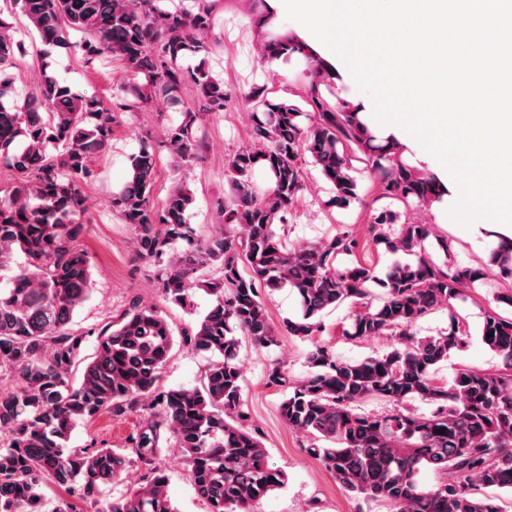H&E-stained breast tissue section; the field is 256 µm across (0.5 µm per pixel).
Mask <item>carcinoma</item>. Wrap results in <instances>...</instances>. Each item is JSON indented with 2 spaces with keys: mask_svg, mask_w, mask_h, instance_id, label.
Returning <instances> with one entry per match:
<instances>
[{
  "mask_svg": "<svg viewBox=\"0 0 512 512\" xmlns=\"http://www.w3.org/2000/svg\"><path fill=\"white\" fill-rule=\"evenodd\" d=\"M13 4L44 44L63 47L66 32H83L87 60L107 53L129 72L147 75L149 84L122 86L110 108L95 96L74 93L45 68L23 99L0 79V164L20 175L9 197L0 200V270L15 253L24 256L8 286L0 287V372L18 376L16 385L0 387V512H41L45 492L54 488L95 503L101 488L120 479L133 461L143 466L137 484L103 512H178L168 476L156 466L168 442L180 449L209 512H252L254 502L283 488L287 477L269 466L258 431L245 425L239 337L255 347L276 342L258 294L262 286L295 291L301 314L284 322L290 336L310 338L321 328L314 318L349 301L359 311L347 336L392 339L389 351L356 361L316 345L307 352L305 376L295 379L278 364L268 373L269 383L286 391L283 422L312 439L306 452L337 483L393 512H503L501 494H512V318L494 312L482 327L481 339L501 358L500 370L463 369L450 382L437 377L438 365L466 342L453 301L465 298L480 270L451 260L448 238L435 224L406 223L390 231L397 221L393 212L374 218L366 247L408 252L415 260L390 265L382 278L367 260L336 266L338 256L359 248L348 230L292 251L283 249L275 231L303 188L302 162L308 157L335 187L332 207L360 199L355 159L374 172L381 197L428 204L440 199L436 180L402 164L390 141L379 139L359 113L328 106L318 83L309 84L304 108L259 91L252 95V144L227 160L229 193L216 201L222 223L196 242L184 220L193 203L187 190L173 192L160 214L150 206L156 150L142 138L112 208L134 226L135 258L161 267L168 302L190 311L197 292L214 299L182 344L217 359L200 384L160 390L158 379L176 344L160 306L136 299L94 330L74 328V314L93 286L90 258L79 245L84 184L89 162L112 137V110L133 112L155 96L180 105L188 80L197 90L198 112L224 111L229 96L204 63L186 72L179 65L186 54L207 51L209 10L161 13L154 0ZM5 27L0 20V69L25 52L3 33ZM196 121L197 112L183 110L165 135L169 151L186 166L205 149ZM259 168L268 175L261 187L254 179ZM431 236L445 254L441 265L424 254ZM182 241L191 249L177 256ZM489 262L512 278V240L498 238ZM372 283L383 289L376 304L369 302ZM439 309L448 310V331L417 337L413 323ZM89 336L95 337L94 353L85 357ZM367 399L392 409L358 411ZM411 401L434 409L417 415L407 407ZM134 412L142 421L126 437L125 449L67 446L77 424ZM442 428L445 433H438ZM426 469L438 475L430 488L419 479Z\"/></svg>",
  "mask_w": 512,
  "mask_h": 512,
  "instance_id": "carcinoma-1",
  "label": "carcinoma"
}]
</instances>
